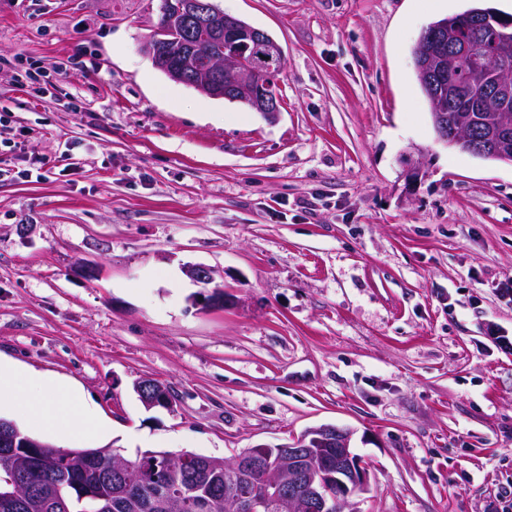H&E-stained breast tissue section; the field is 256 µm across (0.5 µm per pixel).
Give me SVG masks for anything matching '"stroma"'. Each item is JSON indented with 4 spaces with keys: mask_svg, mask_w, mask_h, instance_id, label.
Returning <instances> with one entry per match:
<instances>
[{
    "mask_svg": "<svg viewBox=\"0 0 512 512\" xmlns=\"http://www.w3.org/2000/svg\"><path fill=\"white\" fill-rule=\"evenodd\" d=\"M216 3L281 45L275 121L143 54L163 0H0V359L129 459L330 424L369 471L345 512L512 502V164L438 140L412 55L470 0ZM21 382L27 387L25 398L30 410L39 415L42 422L53 424L57 413L66 410L84 436L98 439L112 436V425L98 415L94 406L70 382L46 380L0 360V394L15 393ZM136 390L147 407L173 408V398L169 391L151 379L140 381Z\"/></svg>",
    "mask_w": 512,
    "mask_h": 512,
    "instance_id": "1",
    "label": "stroma"
}]
</instances>
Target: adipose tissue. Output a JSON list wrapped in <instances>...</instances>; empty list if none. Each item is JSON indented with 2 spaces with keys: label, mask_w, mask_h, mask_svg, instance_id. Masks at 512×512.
Segmentation results:
<instances>
[{
  "label": "adipose tissue",
  "mask_w": 512,
  "mask_h": 512,
  "mask_svg": "<svg viewBox=\"0 0 512 512\" xmlns=\"http://www.w3.org/2000/svg\"><path fill=\"white\" fill-rule=\"evenodd\" d=\"M22 385L27 388L28 406L42 422L54 423L58 412L64 410L84 436L98 439L111 436V424L98 415L94 406L70 382L47 380L15 364L0 361V394L14 393Z\"/></svg>",
  "instance_id": "adipose-tissue-1"
}]
</instances>
